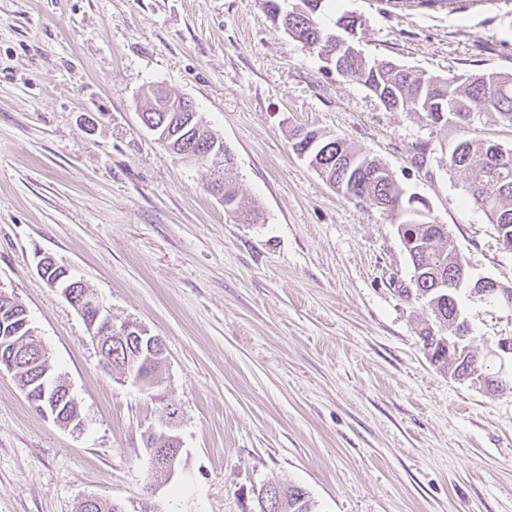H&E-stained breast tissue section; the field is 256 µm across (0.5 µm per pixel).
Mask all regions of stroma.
<instances>
[{"label": "stroma", "instance_id": "stroma-1", "mask_svg": "<svg viewBox=\"0 0 512 512\" xmlns=\"http://www.w3.org/2000/svg\"><path fill=\"white\" fill-rule=\"evenodd\" d=\"M367 59L429 76L512 73V0H336ZM153 85L193 101L263 214L244 224L140 118ZM378 158L447 225L472 279L512 288V251L466 204L448 151L512 147L483 115L442 126L386 109L276 25L263 0H0V290L28 312L84 426L65 430L0 373V512H78L96 496L139 512H256L266 485L316 512H512V309L462 299L488 392L436 369L432 317L397 225L297 156L291 129ZM115 320L165 343L160 397L99 362L43 257ZM175 424L179 463L150 484L145 438Z\"/></svg>", "mask_w": 512, "mask_h": 512}]
</instances>
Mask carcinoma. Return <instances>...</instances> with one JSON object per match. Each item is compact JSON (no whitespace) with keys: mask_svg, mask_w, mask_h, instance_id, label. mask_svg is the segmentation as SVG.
<instances>
[{"mask_svg":"<svg viewBox=\"0 0 512 512\" xmlns=\"http://www.w3.org/2000/svg\"><path fill=\"white\" fill-rule=\"evenodd\" d=\"M334 0H294L286 11L291 25L300 34V47L304 52L318 53L338 48L340 37L354 28L357 17L342 14L335 21V29L327 31L320 26L318 15L325 4ZM340 75L355 79L371 91L382 104L395 112H420L434 123L465 127L471 116L494 114L512 126V75L488 73L474 76L451 75L428 77L389 60H368L352 56L342 62ZM178 101L162 88H150L143 94L142 122L157 128L155 134L167 132L174 136L172 143L178 152H209L215 138L203 123L195 107L188 112H173L169 103ZM292 149H305L308 140H316L310 154L319 172L344 197L382 208L391 214L406 206L410 197L401 195V187L389 168L379 160L365 154L344 138L332 137L317 130L297 127L290 131ZM233 155L224 150V170L214 173L207 185L212 193L224 191V202L230 211L249 222L258 220L256 209L240 196L237 188L227 180L233 168ZM448 170L459 171L466 177L467 204L487 214L496 226L497 233L512 235V149L486 139H463L448 151ZM407 231L416 239L415 253L409 254L413 267V287L402 289L406 297L425 301L434 322L445 324L447 335L435 333L428 326L422 330L423 349L443 352L440 370L448 363L461 367L471 355L469 343L459 348H445L442 341L453 335V325L462 324L457 299L471 289L461 287L454 291L451 301H439L436 283L455 274L457 246L440 232L439 224L432 217L419 224L408 225ZM15 309L9 299L0 298V334L20 319L14 317ZM130 328L129 338L112 341V367L115 373L125 371L131 363L150 361L146 371L156 382L162 381L164 345H149L134 338L137 323L125 322ZM259 512H314V504L305 489L296 485H268L258 492Z\"/></svg>","mask_w":512,"mask_h":512,"instance_id":"carcinoma-1","label":"carcinoma"}]
</instances>
